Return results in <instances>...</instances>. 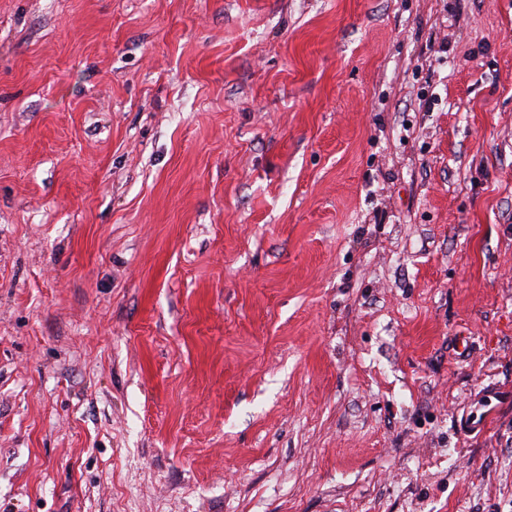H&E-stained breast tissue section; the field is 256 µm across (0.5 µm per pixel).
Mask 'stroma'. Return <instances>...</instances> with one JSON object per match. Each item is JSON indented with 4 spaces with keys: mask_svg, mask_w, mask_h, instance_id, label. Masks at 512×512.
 Returning a JSON list of instances; mask_svg holds the SVG:
<instances>
[{
    "mask_svg": "<svg viewBox=\"0 0 512 512\" xmlns=\"http://www.w3.org/2000/svg\"><path fill=\"white\" fill-rule=\"evenodd\" d=\"M0 512H512V0H0Z\"/></svg>",
    "mask_w": 512,
    "mask_h": 512,
    "instance_id": "stroma-1",
    "label": "stroma"
}]
</instances>
